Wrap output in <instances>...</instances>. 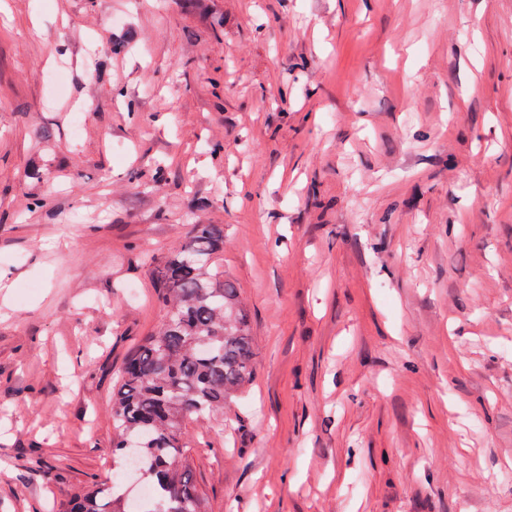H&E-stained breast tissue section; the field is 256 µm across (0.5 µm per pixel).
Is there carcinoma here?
I'll list each match as a JSON object with an SVG mask.
<instances>
[{"mask_svg": "<svg viewBox=\"0 0 512 512\" xmlns=\"http://www.w3.org/2000/svg\"><path fill=\"white\" fill-rule=\"evenodd\" d=\"M224 228L194 224L159 267L157 300L165 321L127 360L110 410L117 466L105 482L71 493L60 512H132L123 468L134 455L152 490L140 512H207L184 441L186 424L224 411L247 385L254 352L238 289L213 268Z\"/></svg>", "mask_w": 512, "mask_h": 512, "instance_id": "obj_1", "label": "carcinoma"}]
</instances>
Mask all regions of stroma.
Wrapping results in <instances>:
<instances>
[{
  "instance_id": "stroma-1",
  "label": "stroma",
  "mask_w": 512,
  "mask_h": 512,
  "mask_svg": "<svg viewBox=\"0 0 512 512\" xmlns=\"http://www.w3.org/2000/svg\"><path fill=\"white\" fill-rule=\"evenodd\" d=\"M194 224L255 352L207 512H512V0H0V512L111 475Z\"/></svg>"
}]
</instances>
